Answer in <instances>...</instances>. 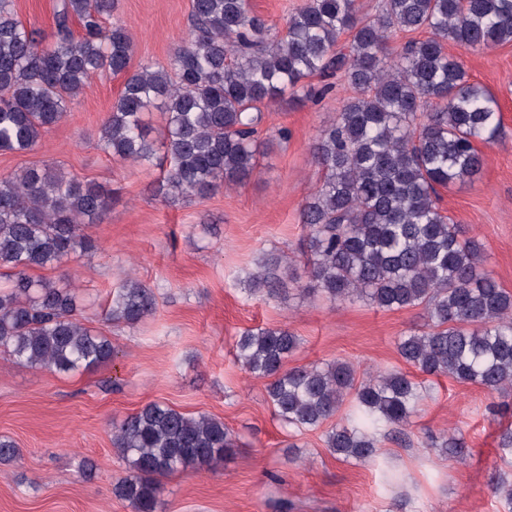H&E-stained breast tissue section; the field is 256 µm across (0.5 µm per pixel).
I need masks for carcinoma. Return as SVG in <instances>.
Listing matches in <instances>:
<instances>
[{
    "label": "carcinoma",
    "mask_w": 512,
    "mask_h": 512,
    "mask_svg": "<svg viewBox=\"0 0 512 512\" xmlns=\"http://www.w3.org/2000/svg\"><path fill=\"white\" fill-rule=\"evenodd\" d=\"M115 0H61L51 41L16 18L0 0V150L34 149L61 122L94 75L125 76L99 129L112 158H154L142 115L154 106L164 119L157 195L167 202L204 198L250 177L261 107L310 97L304 80L344 72L356 92L312 148L323 180L301 210L314 287L330 301L361 300L383 310L421 306L425 324L397 342L402 359L425 378L376 372L356 382L355 369L336 360L286 367L299 338L286 326L247 329L237 360L267 381L275 415L298 431L314 430L349 413L326 434L344 460L379 454L382 424H409L426 377L449 376L480 386L512 406V292L484 267L481 247L462 237L439 207L440 188L473 181L484 160L477 144H492L499 106L470 81L449 42L472 49L512 43V0H384L374 15L356 0H305L280 37L248 0H191L186 45L165 66L131 72L134 42L122 26L102 27ZM79 22L81 33L70 27ZM426 32L398 55L395 30ZM349 50H337L342 35ZM112 193L45 167L0 177V355L58 374L112 362V340L79 319L69 282L35 279L30 271L59 266L91 248L83 227L109 211ZM281 281L268 265L249 276V290L269 295ZM151 288L134 277L112 292L109 319L136 325L155 311ZM112 443L128 466L113 494L132 512H156V476L198 471L232 450L224 421L190 416L153 402L112 423ZM449 458L470 455L464 439L435 442ZM19 448L0 438V463ZM494 493L512 504V481L493 473Z\"/></svg>",
    "instance_id": "cac0c4a2"
}]
</instances>
